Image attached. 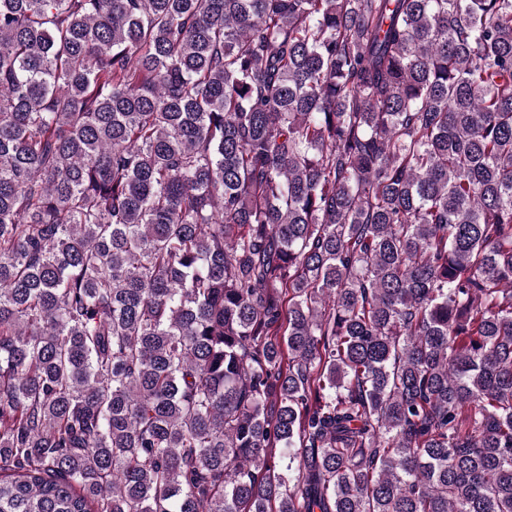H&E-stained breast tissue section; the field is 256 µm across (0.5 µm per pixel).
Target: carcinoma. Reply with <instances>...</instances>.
Returning a JSON list of instances; mask_svg holds the SVG:
<instances>
[{
    "instance_id": "cac0c4a2",
    "label": "carcinoma",
    "mask_w": 512,
    "mask_h": 512,
    "mask_svg": "<svg viewBox=\"0 0 512 512\" xmlns=\"http://www.w3.org/2000/svg\"><path fill=\"white\" fill-rule=\"evenodd\" d=\"M0 512H512V0H0Z\"/></svg>"
}]
</instances>
